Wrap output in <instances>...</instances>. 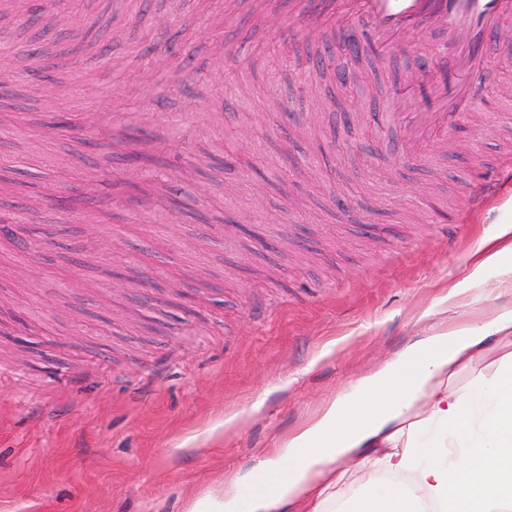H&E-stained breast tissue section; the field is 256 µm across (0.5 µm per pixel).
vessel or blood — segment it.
Instances as JSON below:
<instances>
[{"mask_svg": "<svg viewBox=\"0 0 512 512\" xmlns=\"http://www.w3.org/2000/svg\"><path fill=\"white\" fill-rule=\"evenodd\" d=\"M280 7L289 21L330 32L344 22L369 21L372 42L384 51L420 27L434 25L455 43L451 66L459 72L488 69L492 60L481 47L504 21L512 20V0H281ZM421 81L437 107L401 114L400 121L413 142L445 136L458 115L471 111L473 102L469 87L448 93L426 72Z\"/></svg>", "mask_w": 512, "mask_h": 512, "instance_id": "vessel-or-blood-1", "label": "vessel or blood"}]
</instances>
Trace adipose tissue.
<instances>
[{
  "label": "adipose tissue",
  "instance_id": "obj_1",
  "mask_svg": "<svg viewBox=\"0 0 512 512\" xmlns=\"http://www.w3.org/2000/svg\"><path fill=\"white\" fill-rule=\"evenodd\" d=\"M356 459L369 479L348 512H512V307L432 330L333 399L253 469L263 492L238 483L185 512H327Z\"/></svg>",
  "mask_w": 512,
  "mask_h": 512
}]
</instances>
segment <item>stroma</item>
Masks as SVG:
<instances>
[{"label":"stroma","instance_id":"obj_1","mask_svg":"<svg viewBox=\"0 0 512 512\" xmlns=\"http://www.w3.org/2000/svg\"><path fill=\"white\" fill-rule=\"evenodd\" d=\"M78 6L83 22L62 15ZM24 0H0V29L17 55L55 44L68 86L55 95L75 127L109 125L100 89L146 66V45L174 41L187 83L145 103L150 131L186 129L179 217L134 199L106 203L113 161L73 130L0 127V168L68 194L56 170H103L89 202L100 223L61 213L46 241L31 218L0 236V306L22 319L19 355L0 358V512H183L311 423L328 401L446 323L468 326L512 304V256L478 266L481 243L512 226V37L495 34L498 66L472 82L475 105L450 147L409 156L391 112H421L396 90L422 63L448 56L430 28L352 80L333 66L302 72L297 52L338 43L276 28L272 0H54L30 29ZM233 12L221 44L204 33ZM275 42L277 59L224 75ZM354 102L357 153L327 151L338 102ZM489 194L473 204V188ZM248 232H239V225ZM277 244L266 253L263 242ZM83 255L84 266L70 262ZM121 265L131 281L118 288ZM187 290L181 306L170 298Z\"/></svg>","mask_w":512,"mask_h":512}]
</instances>
